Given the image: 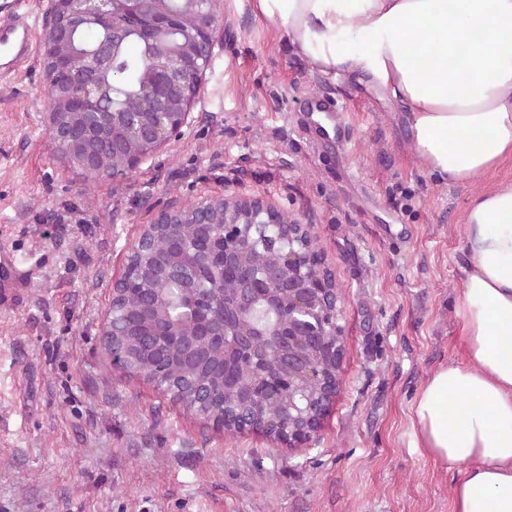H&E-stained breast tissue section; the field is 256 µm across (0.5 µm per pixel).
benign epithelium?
Instances as JSON below:
<instances>
[{
    "label": "benign epithelium",
    "mask_w": 512,
    "mask_h": 512,
    "mask_svg": "<svg viewBox=\"0 0 512 512\" xmlns=\"http://www.w3.org/2000/svg\"><path fill=\"white\" fill-rule=\"evenodd\" d=\"M142 2L125 0V10L120 18L113 12L112 0H45L43 56L47 89L50 92L57 89L63 77L76 88V92L67 100L71 119L60 120L58 113L51 109L46 113V124L61 155L72 161V166L78 170L103 167L106 153L116 149L115 142L105 140L103 130L107 127H121L125 134L150 143L152 151L156 152L178 140L183 128L189 125L188 110L179 113L177 120L172 119L168 112H108L95 75L85 72L77 75L69 67L72 36L91 22L106 29L109 34V38L95 48V55L102 65L112 62V44L133 30L146 40L174 30L175 16L165 11L156 15L150 27L134 28L130 20L140 13ZM221 27L219 15L209 10L198 13L196 32L179 47V66L174 69L158 68L157 79L151 88L154 100H177L183 97L185 87L191 82L198 89L202 87L209 64L203 65L201 61L212 60ZM221 201L245 202L256 208L257 214L266 215L267 220L256 224L260 230L270 225L280 230L296 228L298 234L314 238L312 225L278 208L264 197L234 193L199 199L197 215L193 220L198 235L190 260L167 265L163 274L174 279L197 277L202 271L221 262L224 270L238 276L237 296L233 304L219 307L218 295L187 289L184 305L194 318L193 333L181 336L166 323L158 321L153 325L154 335L192 351L202 340H218L224 343V350L228 354L253 357V337L236 333V321L260 301L271 309L281 308V296L286 294L288 322L283 328L267 330L263 335L270 337L280 363L288 369V381L298 376L317 386V396L308 399V402H316L324 414L336 397L339 378H327L321 363L311 360L297 348V344L309 339L320 346L322 354H342L345 351V330L340 324L343 319L342 302L337 300L331 306L325 302L327 283L323 270L328 268L325 256L318 253L316 258L311 259L302 250L293 249L285 263L263 272L240 267L237 253L240 234L237 226L226 221L224 232L220 234L216 230V223L209 217L211 207ZM182 215V207L169 205L155 214L152 223L173 224ZM302 413L297 404H288L281 442L290 448L309 444L320 432L319 420L303 428L294 426V419Z\"/></svg>",
    "instance_id": "7a95c632"
}]
</instances>
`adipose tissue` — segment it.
Here are the masks:
<instances>
[{
	"label": "adipose tissue",
	"mask_w": 512,
	"mask_h": 512,
	"mask_svg": "<svg viewBox=\"0 0 512 512\" xmlns=\"http://www.w3.org/2000/svg\"><path fill=\"white\" fill-rule=\"evenodd\" d=\"M311 70L402 109L429 175L467 185L512 159V0H251ZM459 265L467 366L416 397L415 438L454 472V512H512V181L476 191Z\"/></svg>",
	"instance_id": "obj_1"
}]
</instances>
